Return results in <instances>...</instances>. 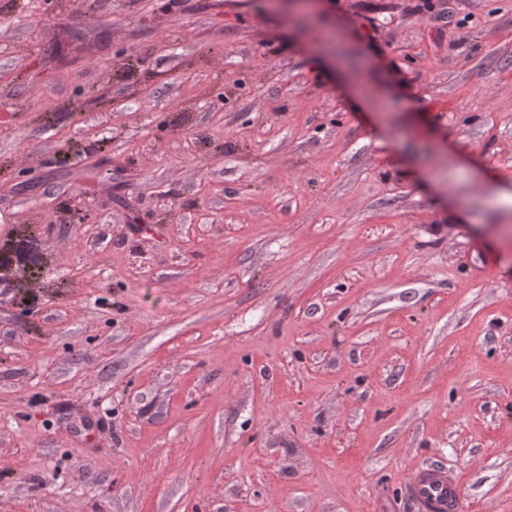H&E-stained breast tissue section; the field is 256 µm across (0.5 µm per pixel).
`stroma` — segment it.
Masks as SVG:
<instances>
[{
  "label": "stroma",
  "instance_id": "35a3bbf8",
  "mask_svg": "<svg viewBox=\"0 0 512 512\" xmlns=\"http://www.w3.org/2000/svg\"><path fill=\"white\" fill-rule=\"evenodd\" d=\"M502 178L512 0H0V512H512ZM5 251L16 254L18 257L6 266L0 268L1 281L12 282L18 290L25 288L26 279L30 276L32 264L28 259L27 249L36 250V238L31 234H22L5 244ZM407 493L418 512L460 510V485L453 472L443 465L417 468L409 478Z\"/></svg>",
  "mask_w": 512,
  "mask_h": 512
}]
</instances>
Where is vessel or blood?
<instances>
[{
  "mask_svg": "<svg viewBox=\"0 0 512 512\" xmlns=\"http://www.w3.org/2000/svg\"><path fill=\"white\" fill-rule=\"evenodd\" d=\"M407 493L417 512H459L460 485L446 466L417 468L407 483Z\"/></svg>",
  "mask_w": 512,
  "mask_h": 512,
  "instance_id": "vessel-or-blood-1",
  "label": "vessel or blood"
}]
</instances>
